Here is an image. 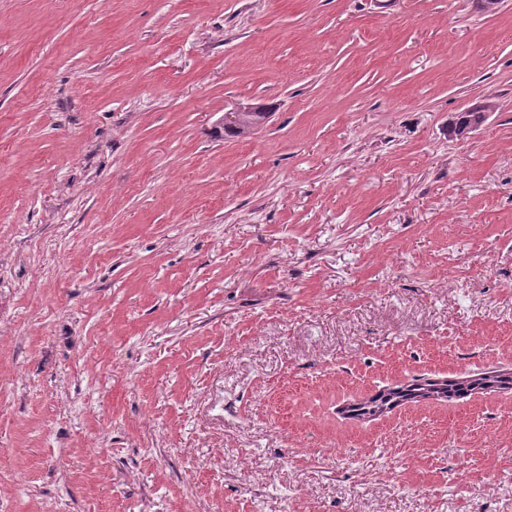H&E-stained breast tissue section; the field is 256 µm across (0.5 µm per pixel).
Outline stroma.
Here are the masks:
<instances>
[{"instance_id": "stroma-1", "label": "stroma", "mask_w": 512, "mask_h": 512, "mask_svg": "<svg viewBox=\"0 0 512 512\" xmlns=\"http://www.w3.org/2000/svg\"><path fill=\"white\" fill-rule=\"evenodd\" d=\"M495 370L512 0H0V512H512V390L343 414ZM270 112H263L252 105H238L224 114V127L240 130L241 135H248L262 126L269 118ZM430 380L416 378L408 384L385 388L368 398L349 404L343 412L347 418L373 419V417L380 416L381 411L379 410L383 405L387 410H391L404 403L424 401L422 391L428 384H431Z\"/></svg>"}]
</instances>
